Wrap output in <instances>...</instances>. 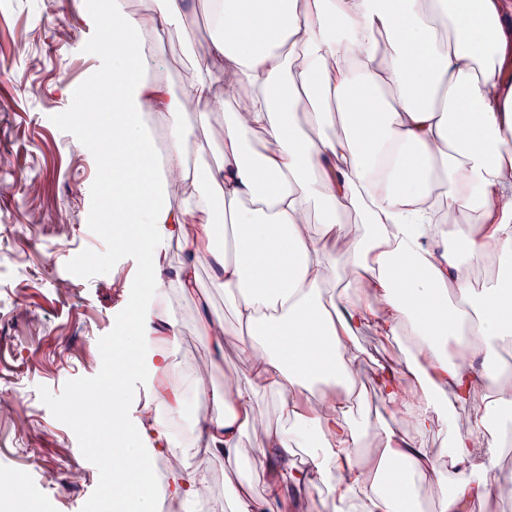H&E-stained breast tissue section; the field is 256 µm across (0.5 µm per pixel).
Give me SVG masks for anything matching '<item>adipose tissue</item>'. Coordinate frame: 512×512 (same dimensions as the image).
Returning <instances> with one entry per match:
<instances>
[{"mask_svg": "<svg viewBox=\"0 0 512 512\" xmlns=\"http://www.w3.org/2000/svg\"><path fill=\"white\" fill-rule=\"evenodd\" d=\"M108 33L85 149L112 174V252L141 259L97 401L125 433L112 497L155 512H493L512 500V0H95ZM211 39L180 92L162 45L187 17ZM183 260L167 262L169 245ZM206 266L232 323L172 289ZM488 279L473 287L476 273ZM371 330L400 341L365 369ZM201 350L176 357L184 334ZM245 368L211 381L227 345ZM276 396L268 425L259 393ZM209 414L181 424L189 394ZM264 474L243 482L240 463ZM328 500L313 506L309 493Z\"/></svg>", "mask_w": 512, "mask_h": 512, "instance_id": "1", "label": "adipose tissue"}]
</instances>
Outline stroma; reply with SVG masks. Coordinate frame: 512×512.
I'll list each match as a JSON object with an SVG mask.
<instances>
[{
  "label": "stroma",
  "instance_id": "35a3bbf8",
  "mask_svg": "<svg viewBox=\"0 0 512 512\" xmlns=\"http://www.w3.org/2000/svg\"><path fill=\"white\" fill-rule=\"evenodd\" d=\"M103 35L80 0H0V479L29 473L58 512L107 499L111 424L76 432L60 411L101 383L138 274L101 229L112 179L81 147L96 121L70 119L92 92ZM209 41L200 20L172 34V89Z\"/></svg>",
  "mask_w": 512,
  "mask_h": 512
}]
</instances>
